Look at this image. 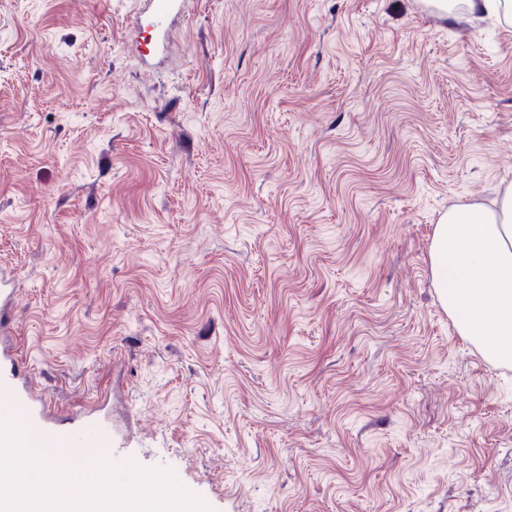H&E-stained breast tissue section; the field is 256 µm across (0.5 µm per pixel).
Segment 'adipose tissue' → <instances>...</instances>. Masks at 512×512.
Segmentation results:
<instances>
[{
    "label": "adipose tissue",
    "instance_id": "adipose-tissue-1",
    "mask_svg": "<svg viewBox=\"0 0 512 512\" xmlns=\"http://www.w3.org/2000/svg\"><path fill=\"white\" fill-rule=\"evenodd\" d=\"M439 301L491 364L512 365V185L494 208H452L430 251Z\"/></svg>",
    "mask_w": 512,
    "mask_h": 512
}]
</instances>
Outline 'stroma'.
Returning a JSON list of instances; mask_svg holds the SVG:
<instances>
[{"instance_id": "35a3bbf8", "label": "stroma", "mask_w": 512, "mask_h": 512, "mask_svg": "<svg viewBox=\"0 0 512 512\" xmlns=\"http://www.w3.org/2000/svg\"><path fill=\"white\" fill-rule=\"evenodd\" d=\"M0 0V268L59 410L208 512H512V366L432 284L512 185V25L421 0ZM183 2L184 0H138V10L126 42L135 47L144 58L145 64H152L164 53L168 31L182 16Z\"/></svg>"}]
</instances>
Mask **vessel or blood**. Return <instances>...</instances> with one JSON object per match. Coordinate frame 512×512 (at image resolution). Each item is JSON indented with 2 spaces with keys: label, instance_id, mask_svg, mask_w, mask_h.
Wrapping results in <instances>:
<instances>
[{
  "label": "vessel or blood",
  "instance_id": "1",
  "mask_svg": "<svg viewBox=\"0 0 512 512\" xmlns=\"http://www.w3.org/2000/svg\"><path fill=\"white\" fill-rule=\"evenodd\" d=\"M184 0H138V10L127 41L152 64L165 51L169 29L182 16ZM18 289L0 270V417L14 419L28 442L42 441L54 448H97L112 453V425L98 411L81 410L70 424H63L60 411L37 390L23 372V351L10 338V312Z\"/></svg>",
  "mask_w": 512,
  "mask_h": 512
}]
</instances>
